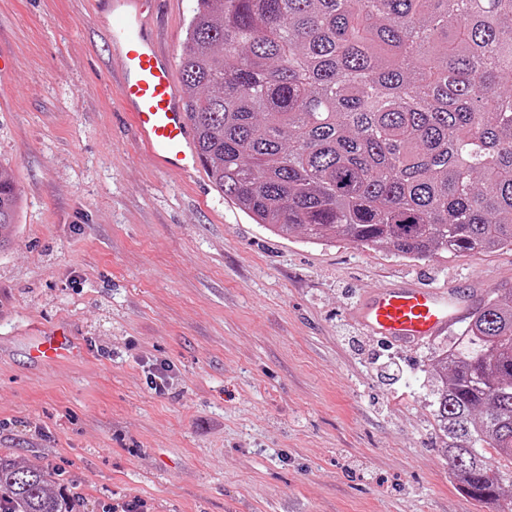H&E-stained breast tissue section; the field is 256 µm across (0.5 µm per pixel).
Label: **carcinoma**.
I'll return each instance as SVG.
<instances>
[{"label":"carcinoma","mask_w":512,"mask_h":512,"mask_svg":"<svg viewBox=\"0 0 512 512\" xmlns=\"http://www.w3.org/2000/svg\"><path fill=\"white\" fill-rule=\"evenodd\" d=\"M181 73L208 179L269 231L417 261L512 248V0H197ZM19 208L0 170V250ZM434 375L452 474L500 502L511 290L480 300ZM55 485L0 453V512H74Z\"/></svg>","instance_id":"carcinoma-1"}]
</instances>
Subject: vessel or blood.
I'll list each match as a JSON object with an SVG mask.
<instances>
[{
	"label": "vessel or blood",
	"mask_w": 512,
	"mask_h": 512,
	"mask_svg": "<svg viewBox=\"0 0 512 512\" xmlns=\"http://www.w3.org/2000/svg\"><path fill=\"white\" fill-rule=\"evenodd\" d=\"M157 2L96 0L97 17L107 26L109 47L120 60L112 82L139 142L159 169L190 181L199 174L201 161L175 63L150 23ZM465 299L462 288L379 285L363 296L353 316L367 332L412 346L447 333L462 317ZM80 354L79 343L65 332L42 336L31 348L32 358L41 362L69 361Z\"/></svg>",
	"instance_id": "vessel-or-blood-1"
}]
</instances>
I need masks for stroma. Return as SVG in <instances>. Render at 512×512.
Returning <instances> with one entry per match:
<instances>
[{
    "mask_svg": "<svg viewBox=\"0 0 512 512\" xmlns=\"http://www.w3.org/2000/svg\"><path fill=\"white\" fill-rule=\"evenodd\" d=\"M196 0H167L180 57ZM95 0H0V451L88 512H495L441 456L430 370L457 329L400 348L363 330L383 283L512 290V250L414 261L282 238L206 174L140 145ZM62 327L84 357L31 360ZM165 371L157 394L150 373ZM19 208L20 199L13 178L0 170V250L10 244V231L16 224Z\"/></svg>",
    "mask_w": 512,
    "mask_h": 512,
    "instance_id": "obj_1",
    "label": "stroma"
}]
</instances>
